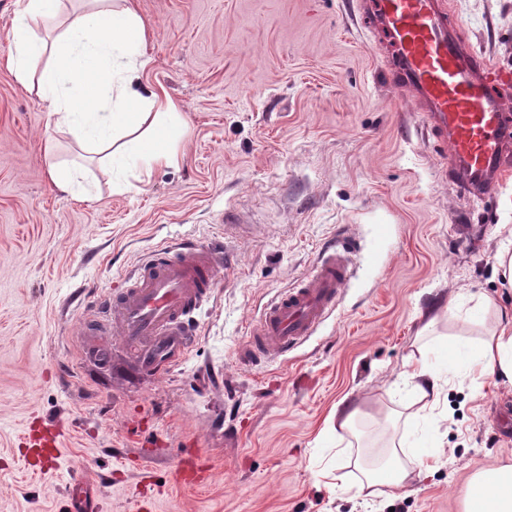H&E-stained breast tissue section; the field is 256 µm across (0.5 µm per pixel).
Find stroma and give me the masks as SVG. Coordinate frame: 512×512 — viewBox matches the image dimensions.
Returning <instances> with one entry per match:
<instances>
[{
  "instance_id": "obj_1",
  "label": "stroma",
  "mask_w": 512,
  "mask_h": 512,
  "mask_svg": "<svg viewBox=\"0 0 512 512\" xmlns=\"http://www.w3.org/2000/svg\"><path fill=\"white\" fill-rule=\"evenodd\" d=\"M479 56L512 69V0H450ZM153 61L144 87L186 124L177 165L124 190L54 132L10 66L18 0H0V512H60L83 481L95 512H463L477 467L512 464V385L445 386L427 477L357 495L359 460L423 430L397 420L420 315L478 295L512 306L495 275L512 247V178L470 199L399 87L392 52L355 0H132ZM55 137L54 159L45 141ZM86 166L93 200L60 193L50 162ZM222 244L187 360L141 374L117 337L81 335L96 294L156 246ZM334 239L356 273L335 312L288 359L249 369V324ZM357 426L326 420L342 397ZM66 429L56 471L23 462L36 418ZM339 458L348 489L325 486Z\"/></svg>"
}]
</instances>
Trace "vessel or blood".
<instances>
[{"label":"vessel or blood","instance_id":"1","mask_svg":"<svg viewBox=\"0 0 512 512\" xmlns=\"http://www.w3.org/2000/svg\"><path fill=\"white\" fill-rule=\"evenodd\" d=\"M362 12L393 51L401 85L438 134L464 192L483 195L512 176V113L503 93L512 72L481 60L461 38L445 0H363ZM353 247L334 242L294 288L254 320L238 356L258 366L293 351L331 315L354 275ZM223 251L193 242L156 246L116 292L99 295L84 329L116 335L158 373L182 361L195 310L209 299Z\"/></svg>","mask_w":512,"mask_h":512}]
</instances>
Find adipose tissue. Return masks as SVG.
I'll return each instance as SVG.
<instances>
[{"mask_svg":"<svg viewBox=\"0 0 512 512\" xmlns=\"http://www.w3.org/2000/svg\"><path fill=\"white\" fill-rule=\"evenodd\" d=\"M63 14V0H26L13 28L12 66L20 82L36 76L38 92L53 124L107 162L133 160L142 173L176 161L181 124L175 102L141 87L150 64L146 28L128 0H80ZM66 22H59V15ZM492 312L494 324L479 344L466 346L448 335L442 349L448 364L473 380L493 378L512 384V309L490 297L477 301ZM405 379L411 386L415 417L429 419L437 403L440 370L427 356L409 357ZM429 470L425 454L403 462L391 448L386 463L367 471L357 490L377 497L382 487L403 488ZM465 512H512V465L480 467L472 474Z\"/></svg>","mask_w":512,"mask_h":512,"instance_id":"ef3b65f1","label":"adipose tissue"}]
</instances>
